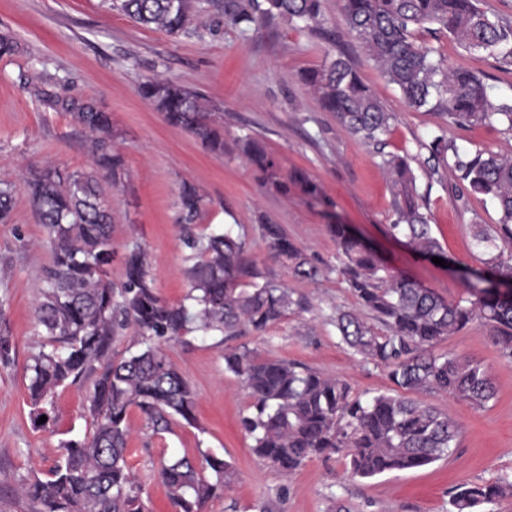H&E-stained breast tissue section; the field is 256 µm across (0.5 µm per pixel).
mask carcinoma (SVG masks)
Returning <instances> with one entry per match:
<instances>
[{"mask_svg":"<svg viewBox=\"0 0 512 512\" xmlns=\"http://www.w3.org/2000/svg\"><path fill=\"white\" fill-rule=\"evenodd\" d=\"M112 8L133 22L154 25L170 35L184 32L193 16V0H112ZM224 22L244 29L266 18L300 22L315 31L323 0H223ZM349 31L367 51L407 107L441 109L457 125L495 120L512 130V102L494 104L484 80L472 70L447 64L438 49L417 34L452 35L465 49L512 63V20L490 15L480 0H342ZM303 83L322 107L336 114L350 134L376 147L390 130L388 112L356 69L336 58L303 73ZM141 97L165 121L191 132L204 148L224 155V133L213 125L201 98L169 80L150 79ZM36 99L55 111L71 112L92 138L88 150L96 170L67 172L47 166L27 180L29 198L46 233L52 262L42 272L36 315L46 343L25 366L27 390L36 406L34 420L56 388L92 379L88 411L91 432L60 443L59 458L44 479L34 477L25 495L36 512H145L143 483L130 472L127 444L129 410L138 408L153 431L166 432L174 420L196 425V391L168 358L162 343L190 333H218L229 339L249 329L262 333L288 311L307 304L288 289L263 278L247 254L246 239L230 231L187 232L184 276L189 291L178 304L166 302L149 272L146 251L137 243L124 256L125 279H109L112 262V214L102 199L99 172L117 180L122 158L112 147L110 115L76 98L47 90ZM435 163L452 160L463 183L462 195L489 197L499 207L498 224L478 228L484 253L482 269L463 273L467 297L449 302L435 290L398 278L376 250L347 224H331L347 287L379 332L352 312L336 315L342 341L365 359L383 365L394 393L369 399L353 393L343 380L299 364L262 359L247 348L224 351V370L238 377L252 399L241 419L253 439L252 451L288 476L313 458L333 454L349 458L351 474L361 479L421 468L450 456L460 429L447 414L412 397L419 391L452 395L477 407L493 395L485 368L434 347L480 318L494 332L502 355L512 359V157L477 151L462 153L447 131L425 145ZM248 160L262 170L273 160L253 140L243 143ZM381 165L395 189L393 235L421 256L448 259L422 212L409 156L380 153ZM13 190L0 187V223L9 221ZM202 199L184 185L179 197L181 223L189 226L201 212ZM268 249L289 262L294 276L314 280L317 268L276 224L262 225ZM133 327L140 348L116 357L118 330ZM158 476L174 512H208L237 480L234 464L213 454L197 465L186 457L161 462ZM512 495L503 477L456 488V512H475Z\"/></svg>","mask_w":512,"mask_h":512,"instance_id":"carcinoma-1","label":"carcinoma"}]
</instances>
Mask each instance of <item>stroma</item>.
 I'll use <instances>...</instances> for the list:
<instances>
[{
  "instance_id": "stroma-1",
  "label": "stroma",
  "mask_w": 512,
  "mask_h": 512,
  "mask_svg": "<svg viewBox=\"0 0 512 512\" xmlns=\"http://www.w3.org/2000/svg\"><path fill=\"white\" fill-rule=\"evenodd\" d=\"M195 19L187 33L167 35L113 11L108 0H0V36L11 38L12 55L0 57V183L11 184L13 211L0 223V331L11 338L13 361L0 365V512H34L22 492L33 475L46 476L61 441L91 430V381L58 388L45 426H34L24 367L42 338L35 307L43 268L51 253L38 224L25 181L36 170L59 165L90 171L87 133L71 113L56 112L35 99L39 86L62 98L93 101L112 118L114 144L123 160L121 183L105 184L112 207L113 282L124 278L123 255L138 243L147 251L150 274L168 302L188 291L183 275L184 231L177 201L183 184L203 198L201 226L240 224L247 252L265 278L304 299L307 311L262 333L223 341L194 332L164 344L169 359L197 393L196 425L174 422L170 432L154 434L138 409L127 422V461L144 484L146 512H173L157 471L161 457L200 461L209 452L234 462L239 478L210 512H453L451 495L461 485L512 478V361L504 359L489 327L474 320L441 341L437 350L487 369L494 394L484 406L439 392H424L460 426L459 446L448 458L428 466L386 473L372 479L351 477L344 458L306 461L290 476L259 460L240 420L250 398L241 381L224 369L225 348L245 347L263 358L294 361L346 380L363 397L391 391L384 366L363 359L341 340L337 311L359 312L337 267L336 243L328 226L352 225L373 245L394 273L409 275L446 300L466 298L461 273L480 265L476 225L497 223L492 200L461 202L457 172L431 168L424 144L447 129L468 152L512 155V132L492 123L457 126L439 111L408 108L398 90L350 36L340 0H324L320 31L309 32L281 18L240 29L225 24L215 0H195ZM438 46L449 64L480 75L494 102L512 98V65L470 52L452 37ZM348 59L393 119L383 151L350 135L334 113L325 111L305 87L303 71L335 58ZM163 78L198 92L204 106L224 127V154L207 152L191 133L170 126L140 95L151 78ZM256 140L272 157L262 171L242 151ZM410 154L423 211L450 264L423 260L393 236L394 195L380 165V153ZM305 173L321 190L312 199L295 172ZM287 183V191L276 182ZM276 224L317 266L316 280L295 278L270 253L262 224Z\"/></svg>"
}]
</instances>
